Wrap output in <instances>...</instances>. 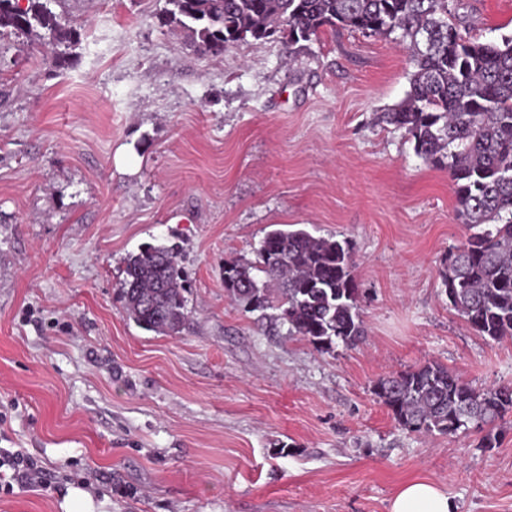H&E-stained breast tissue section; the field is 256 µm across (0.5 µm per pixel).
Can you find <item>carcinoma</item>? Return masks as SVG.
Segmentation results:
<instances>
[{"label":"carcinoma","instance_id":"cac0c4a2","mask_svg":"<svg viewBox=\"0 0 512 512\" xmlns=\"http://www.w3.org/2000/svg\"><path fill=\"white\" fill-rule=\"evenodd\" d=\"M52 0H0V40L43 31L61 66L81 28ZM160 19L194 51L220 57L232 44L278 41L290 48L329 27L408 46L413 71L405 98L382 121L402 130L424 163L448 170L458 214L470 230L440 271L450 305L481 336H512V35L482 41L448 18V0H165ZM254 262L224 261V290L249 312L278 311L288 334L329 351L364 336L353 258L345 241L304 228L268 231ZM120 295L141 328L176 335L190 311L178 252L144 244L124 261ZM374 393L399 425L453 435L512 412V385L476 389L428 362L385 376Z\"/></svg>","mask_w":512,"mask_h":512}]
</instances>
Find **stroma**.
Listing matches in <instances>:
<instances>
[{
  "mask_svg": "<svg viewBox=\"0 0 512 512\" xmlns=\"http://www.w3.org/2000/svg\"><path fill=\"white\" fill-rule=\"evenodd\" d=\"M165 0H67L71 66L37 35L0 46V448L55 490L0 512H389L430 479L457 512H512V413L448 437L402 429L376 380L437 362L512 384V336L449 306L439 272L467 236L447 170L380 115L412 66L390 38L326 29L201 57ZM473 36L512 33V0H458ZM302 224L348 241L367 335L318 349L224 291V262ZM177 246L191 318L148 332L118 293L125 257Z\"/></svg>",
  "mask_w": 512,
  "mask_h": 512,
  "instance_id": "1",
  "label": "stroma"
}]
</instances>
